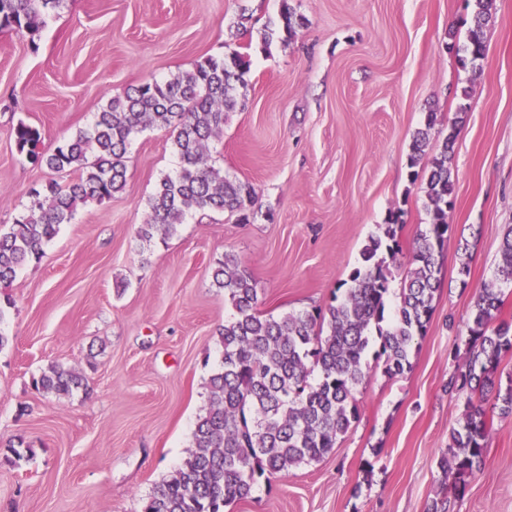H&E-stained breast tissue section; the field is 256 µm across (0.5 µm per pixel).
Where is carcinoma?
I'll return each instance as SVG.
<instances>
[{
  "label": "carcinoma",
  "mask_w": 512,
  "mask_h": 512,
  "mask_svg": "<svg viewBox=\"0 0 512 512\" xmlns=\"http://www.w3.org/2000/svg\"><path fill=\"white\" fill-rule=\"evenodd\" d=\"M491 0H475L473 27L466 42L449 34L448 50L462 66L476 65L485 54L483 28ZM63 0H0V33L25 34L35 41L46 19ZM240 16L236 29L249 36L246 48L267 51L305 24L281 0L277 19L259 29ZM248 51L207 56L192 68L162 81L142 83L112 97L91 124L50 153L39 151L37 128L22 121L12 135L19 152L53 173L69 176L30 191L31 205L7 226H0V285L8 286L27 263L39 260L61 225L78 206L109 200L127 184L126 155L132 139L147 128L170 133L178 160L173 175L163 176L147 201L138 236L149 244L178 232L187 216L198 212L238 214L249 221L254 188L224 175L210 146L223 138L226 113L239 101L238 85L250 71ZM426 125L413 136L409 165L421 180L430 224L420 233L395 304L386 258L401 250L396 225L368 238L358 266L343 282L341 298L312 312L274 316L258 310L253 276L226 255L216 262L213 284L224 290L232 308L219 333L220 369L208 383V401L193 431V450L170 478L143 499L141 512H224L247 497L260 480L270 481L290 468L318 461L336 447L359 418L355 393L373 372L390 378L411 368L415 340L425 336L440 289L438 258L448 242L454 181L448 166L454 126L441 144L430 146ZM435 151L426 175L416 170L427 150ZM512 284V226L504 233L495 281L472 302L466 335L456 336L451 354L464 352L465 364L448 378V392L467 393L463 421L450 432L449 451L438 460L443 473L455 477L454 493H465L468 478L484 470L493 418L512 415V386L496 383L503 353L512 350V323L499 319L502 287ZM379 348L374 364L367 354ZM45 393L68 396L85 388L83 376L62 364L33 379Z\"/></svg>",
  "instance_id": "cac0c4a2"
}]
</instances>
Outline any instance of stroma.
<instances>
[{"label":"stroma","mask_w":512,"mask_h":512,"mask_svg":"<svg viewBox=\"0 0 512 512\" xmlns=\"http://www.w3.org/2000/svg\"><path fill=\"white\" fill-rule=\"evenodd\" d=\"M285 1L307 23L252 53L247 107L228 113L212 149L225 175L254 187L251 222L195 214L143 245L147 200L178 166L168 134L150 128L128 149L125 189L79 207L40 261L0 287V512H140L188 458L232 312L212 281L217 259L247 267L263 313L311 311L331 302L397 212L401 251L389 270L401 288L429 222L410 178L412 137L426 127L442 141L453 123L452 231L411 370L375 373L332 452L259 482L224 512H425L434 498L466 400L447 388L453 340L512 225V0H493L475 69L445 49L449 34L465 40L474 0H66L37 41L0 34V225L51 176L18 151V121L53 150L128 87L239 49L247 38L231 22L243 13L265 23ZM56 363L82 374L86 390H34ZM18 444L33 454L14 464ZM448 501L450 512H512V418H494L484 471Z\"/></svg>","instance_id":"1"}]
</instances>
